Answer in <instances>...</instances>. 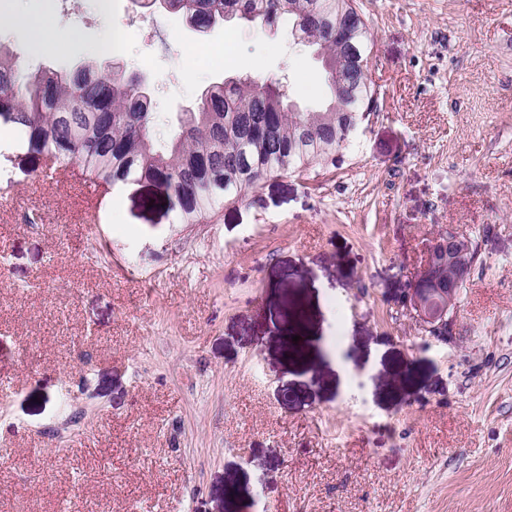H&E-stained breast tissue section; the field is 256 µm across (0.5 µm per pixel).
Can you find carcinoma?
I'll use <instances>...</instances> for the list:
<instances>
[{
    "label": "carcinoma",
    "mask_w": 512,
    "mask_h": 512,
    "mask_svg": "<svg viewBox=\"0 0 512 512\" xmlns=\"http://www.w3.org/2000/svg\"><path fill=\"white\" fill-rule=\"evenodd\" d=\"M202 31L227 20L273 27L311 18L308 46L339 59L344 90L320 110L300 112L272 82H219L158 129L151 100L133 77L102 75L95 60L71 71L24 74L16 54L0 50V110L16 144L51 163L71 161L94 182L148 183L164 190L179 224H197L243 200L267 176L336 167L365 113L377 107L370 69L371 30L354 0H163Z\"/></svg>",
    "instance_id": "obj_1"
}]
</instances>
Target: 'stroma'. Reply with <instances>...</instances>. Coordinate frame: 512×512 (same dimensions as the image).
Instances as JSON below:
<instances>
[{"label": "stroma", "mask_w": 512, "mask_h": 512, "mask_svg": "<svg viewBox=\"0 0 512 512\" xmlns=\"http://www.w3.org/2000/svg\"><path fill=\"white\" fill-rule=\"evenodd\" d=\"M18 2L59 38L26 53L0 26L24 72L114 23L163 120L246 75L303 111L331 96L286 19L201 35L132 0ZM356 7L380 97L337 168L179 224L148 184L91 207L0 158V512H512V0ZM200 41L224 62L187 73ZM451 225L478 258L442 339L403 302Z\"/></svg>", "instance_id": "35a3bbf8"}]
</instances>
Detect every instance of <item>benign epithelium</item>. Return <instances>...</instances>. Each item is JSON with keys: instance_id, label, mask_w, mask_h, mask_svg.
I'll use <instances>...</instances> for the list:
<instances>
[{"instance_id": "7a95c632", "label": "benign epithelium", "mask_w": 512, "mask_h": 512, "mask_svg": "<svg viewBox=\"0 0 512 512\" xmlns=\"http://www.w3.org/2000/svg\"><path fill=\"white\" fill-rule=\"evenodd\" d=\"M474 247L467 234L450 227L427 245L425 263L404 305L435 336L447 334L448 322L457 307V291L472 264ZM448 271V277L442 272Z\"/></svg>"}]
</instances>
